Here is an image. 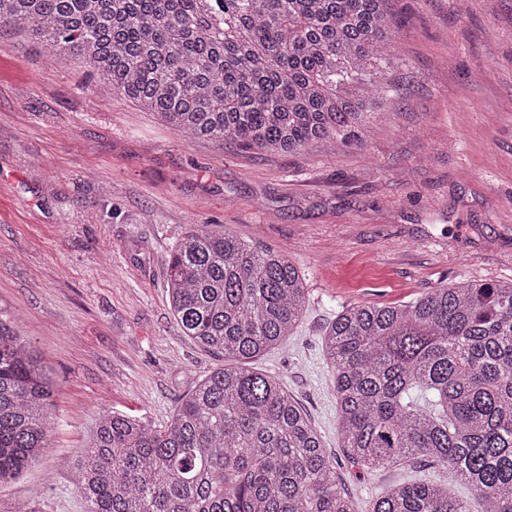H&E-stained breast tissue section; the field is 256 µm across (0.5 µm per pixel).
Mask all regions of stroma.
Masks as SVG:
<instances>
[{
    "label": "stroma",
    "mask_w": 512,
    "mask_h": 512,
    "mask_svg": "<svg viewBox=\"0 0 512 512\" xmlns=\"http://www.w3.org/2000/svg\"><path fill=\"white\" fill-rule=\"evenodd\" d=\"M400 96L363 147L265 154L182 140L137 103L0 23V320L54 382L52 446L0 485V512H84L75 465L100 414L165 428L222 365L184 336L166 260L221 224L299 270L308 307L255 358L338 453L322 334L343 306L460 279L512 281V0H393ZM359 512L384 484L341 465Z\"/></svg>",
    "instance_id": "35a3bbf8"
}]
</instances>
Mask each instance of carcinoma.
<instances>
[{
  "label": "carcinoma",
  "instance_id": "1",
  "mask_svg": "<svg viewBox=\"0 0 512 512\" xmlns=\"http://www.w3.org/2000/svg\"><path fill=\"white\" fill-rule=\"evenodd\" d=\"M390 0H0L44 53L68 52L185 139L252 151L362 147L392 96ZM184 335L216 368L167 428L104 414L75 485L86 512H357L338 461L273 376L245 363L292 335L302 276L222 224H192L169 255ZM344 458L369 473L425 464L369 512H512V282L460 280L408 304L348 305L322 337ZM53 381L0 320V483L51 447Z\"/></svg>",
  "mask_w": 512,
  "mask_h": 512
}]
</instances>
